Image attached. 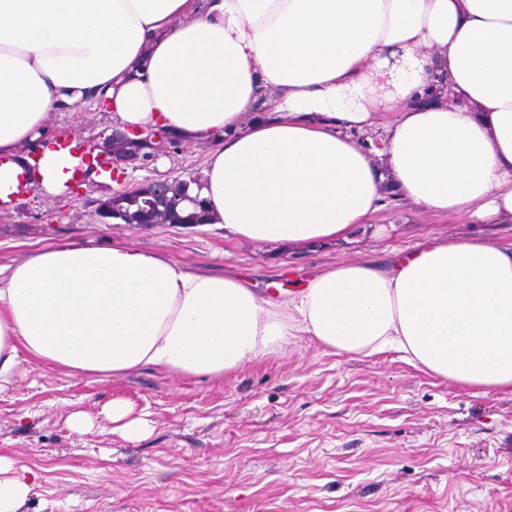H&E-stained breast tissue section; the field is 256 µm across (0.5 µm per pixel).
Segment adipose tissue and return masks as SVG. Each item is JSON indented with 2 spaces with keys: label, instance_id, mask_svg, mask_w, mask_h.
Listing matches in <instances>:
<instances>
[{
  "label": "adipose tissue",
  "instance_id": "adipose-tissue-1",
  "mask_svg": "<svg viewBox=\"0 0 512 512\" xmlns=\"http://www.w3.org/2000/svg\"><path fill=\"white\" fill-rule=\"evenodd\" d=\"M85 103L207 145L198 195L228 237L342 243L389 193L427 215L512 223V0H0L1 196L35 141L38 189L67 192L50 129ZM377 130L372 157L360 139ZM298 332L512 391V243L431 236L275 302L243 276L121 243L0 265V388L24 355L72 376L220 377ZM133 411L103 409L130 440L150 431Z\"/></svg>",
  "mask_w": 512,
  "mask_h": 512
}]
</instances>
